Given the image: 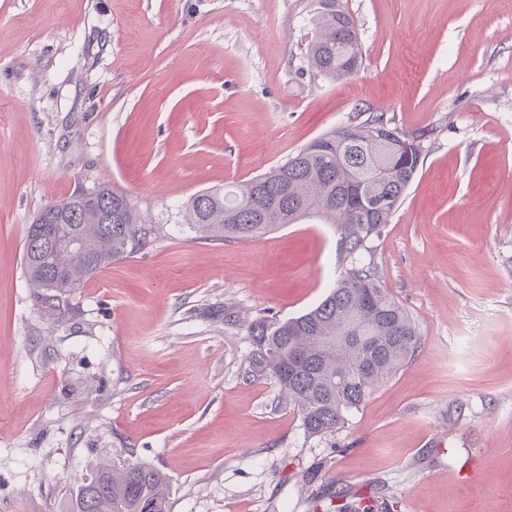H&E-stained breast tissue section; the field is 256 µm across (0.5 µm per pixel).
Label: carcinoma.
Listing matches in <instances>:
<instances>
[{"label":"carcinoma","mask_w":512,"mask_h":512,"mask_svg":"<svg viewBox=\"0 0 512 512\" xmlns=\"http://www.w3.org/2000/svg\"><path fill=\"white\" fill-rule=\"evenodd\" d=\"M307 46L311 72L329 81L362 65L359 33L338 0H316ZM427 133L408 136L384 114H372L319 135L285 162L224 190H203L183 206L185 223L219 243L247 241L317 216L336 226L342 272L316 307L280 319L259 317L249 326L247 374L270 379L299 411L308 437L342 428L348 414L415 356L421 347L405 309L379 283L366 261L419 167ZM112 214L81 200L79 191L44 207L57 210L66 227L86 239L83 252L60 257L53 244L57 224L29 226L24 269L35 296L58 307L67 293L112 263L130 258L160 238L164 225L150 222L124 193L98 188ZM356 325L360 337L336 343ZM340 487L315 495L324 512H374L378 497H356ZM68 512H172L170 484L156 468L101 464L71 493Z\"/></svg>","instance_id":"obj_1"}]
</instances>
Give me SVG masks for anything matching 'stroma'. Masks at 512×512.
<instances>
[{
	"mask_svg": "<svg viewBox=\"0 0 512 512\" xmlns=\"http://www.w3.org/2000/svg\"><path fill=\"white\" fill-rule=\"evenodd\" d=\"M341 4L363 64L329 83L312 0H0V512H65L102 461L165 472L172 512H313L310 470L398 512H512V0ZM372 113L427 135L374 255L422 346L310 438L247 378L248 328L327 295L334 226L216 243L182 207ZM101 185L165 235L46 317L27 228Z\"/></svg>",
	"mask_w": 512,
	"mask_h": 512,
	"instance_id": "35a3bbf8",
	"label": "stroma"
}]
</instances>
